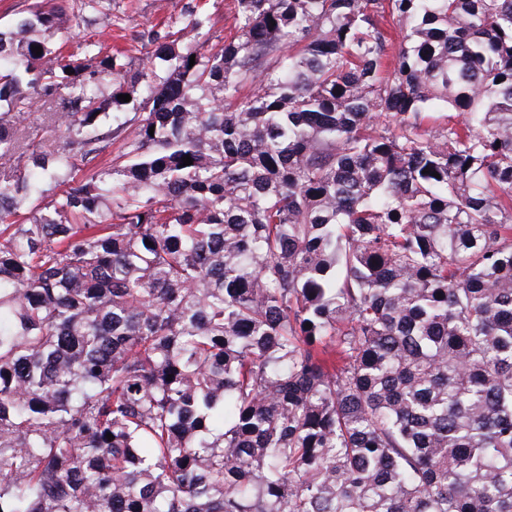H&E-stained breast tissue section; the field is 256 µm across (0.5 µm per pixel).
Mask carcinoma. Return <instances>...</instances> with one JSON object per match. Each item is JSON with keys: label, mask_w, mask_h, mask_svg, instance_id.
Listing matches in <instances>:
<instances>
[{"label": "carcinoma", "mask_w": 512, "mask_h": 512, "mask_svg": "<svg viewBox=\"0 0 512 512\" xmlns=\"http://www.w3.org/2000/svg\"><path fill=\"white\" fill-rule=\"evenodd\" d=\"M96 5L0 30V512H512V0ZM229 7L230 0H100L98 12L90 17L91 21L72 30L69 48L91 39L98 42L100 55L132 49L135 57H141L134 48L141 49L147 44L148 31L157 22L182 23L193 9L207 15L210 41L217 42L229 33ZM118 18L125 19L123 30L112 25ZM21 127L25 128L37 142L44 147L54 146V134L51 132V123L47 119V113L40 102L32 103L20 117Z\"/></svg>", "instance_id": "obj_1"}]
</instances>
